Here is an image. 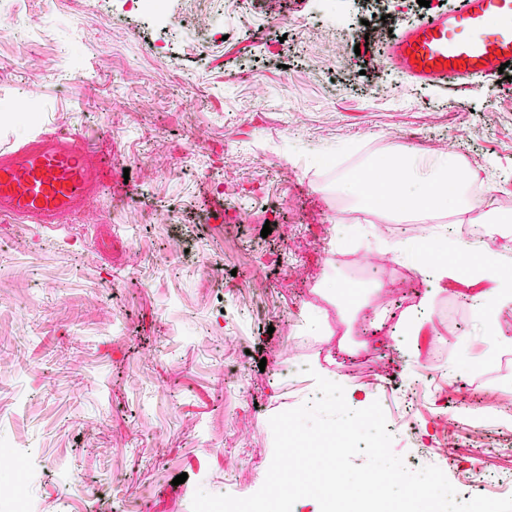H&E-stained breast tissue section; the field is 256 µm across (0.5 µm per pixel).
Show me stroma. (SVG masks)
Wrapping results in <instances>:
<instances>
[{
  "instance_id": "35a3bbf8",
  "label": "stroma",
  "mask_w": 512,
  "mask_h": 512,
  "mask_svg": "<svg viewBox=\"0 0 512 512\" xmlns=\"http://www.w3.org/2000/svg\"><path fill=\"white\" fill-rule=\"evenodd\" d=\"M462 0H171L174 31L104 0H0V103L41 84L38 123L0 124V144L32 129L86 137L102 189L67 231L0 222V450L34 465V512H185L186 491L247 497L274 451L269 419L315 389L305 374L260 370L289 333L293 356L343 387L366 389L385 414L426 370V342L445 344L447 379L494 362L500 344L439 330L449 296L487 285L469 265H512V250L457 258L436 291L418 240L383 235L337 192L386 156L453 157L512 196V64L496 87L425 84L386 48L418 19ZM223 32H197L199 16ZM228 184L219 194L214 182ZM271 234H263L266 220ZM349 224L360 257H387L388 280L348 277L316 243L321 224ZM418 318L419 334L406 333ZM342 323L371 361L348 377L328 369L311 325ZM449 389L416 406L417 446L460 483L468 448L440 455L449 427L491 417ZM183 484H175L177 475Z\"/></svg>"
}]
</instances>
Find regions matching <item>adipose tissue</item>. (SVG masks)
<instances>
[{
  "label": "adipose tissue",
  "mask_w": 512,
  "mask_h": 512,
  "mask_svg": "<svg viewBox=\"0 0 512 512\" xmlns=\"http://www.w3.org/2000/svg\"><path fill=\"white\" fill-rule=\"evenodd\" d=\"M380 170L373 196L365 195V181L357 174L345 178L338 189L355 201H371L372 205L393 214H427L448 207L456 213L467 214L484 206L482 199L465 195L464 183L456 175L454 159L439 160L424 172L415 158L397 156L385 160Z\"/></svg>",
  "instance_id": "adipose-tissue-1"
}]
</instances>
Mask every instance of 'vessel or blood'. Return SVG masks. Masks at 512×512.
<instances>
[{
    "mask_svg": "<svg viewBox=\"0 0 512 512\" xmlns=\"http://www.w3.org/2000/svg\"><path fill=\"white\" fill-rule=\"evenodd\" d=\"M388 61L408 77L491 80L512 62V0H465L461 10L409 25L388 47ZM94 151L76 135L34 132L0 146V218L59 233L99 197Z\"/></svg>",
    "mask_w": 512,
    "mask_h": 512,
    "instance_id": "1",
    "label": "vessel or blood"
}]
</instances>
